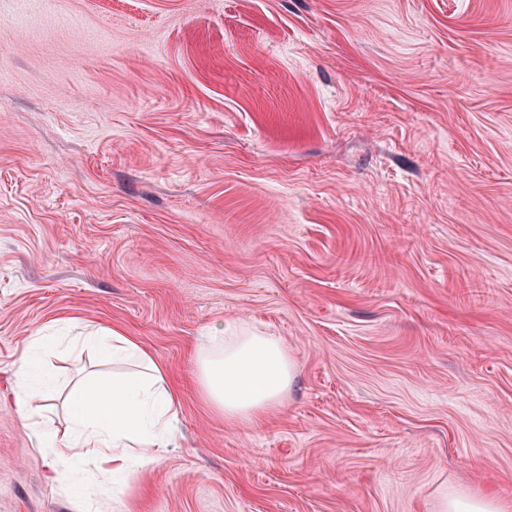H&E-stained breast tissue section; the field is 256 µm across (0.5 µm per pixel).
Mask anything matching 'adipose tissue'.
Masks as SVG:
<instances>
[{
    "mask_svg": "<svg viewBox=\"0 0 512 512\" xmlns=\"http://www.w3.org/2000/svg\"><path fill=\"white\" fill-rule=\"evenodd\" d=\"M82 342L115 369L77 380L69 396V439L46 434L41 442L52 464L86 448L101 472L117 477L173 444L178 393L165 367L137 338L118 330L105 336L93 331ZM56 344V337H39L14 365L13 406L22 418H29L33 399L53 398L38 352ZM294 376V359L280 338L241 333L209 337L197 354L194 380L201 398L226 420L254 421L282 407Z\"/></svg>",
    "mask_w": 512,
    "mask_h": 512,
    "instance_id": "ef3b65f1",
    "label": "adipose tissue"
}]
</instances>
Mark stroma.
Segmentation results:
<instances>
[{
  "instance_id": "stroma-1",
  "label": "stroma",
  "mask_w": 512,
  "mask_h": 512,
  "mask_svg": "<svg viewBox=\"0 0 512 512\" xmlns=\"http://www.w3.org/2000/svg\"><path fill=\"white\" fill-rule=\"evenodd\" d=\"M276 336L284 407L193 382ZM136 337L177 441L54 479L12 402L53 332ZM57 400L94 353L51 349ZM512 512V0H0V512ZM295 376L288 347L276 336H209L194 380L201 398L229 421H254L279 409ZM438 512H501L500 506L493 496H468L448 489L443 492L438 503Z\"/></svg>"
}]
</instances>
